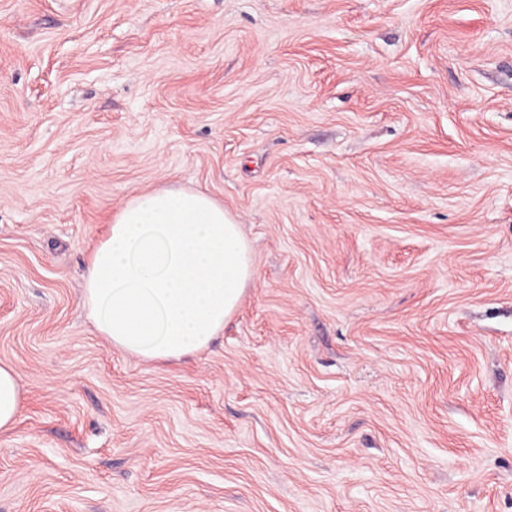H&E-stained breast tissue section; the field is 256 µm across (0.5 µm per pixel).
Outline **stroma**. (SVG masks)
I'll use <instances>...</instances> for the list:
<instances>
[{
    "label": "stroma",
    "mask_w": 512,
    "mask_h": 512,
    "mask_svg": "<svg viewBox=\"0 0 512 512\" xmlns=\"http://www.w3.org/2000/svg\"><path fill=\"white\" fill-rule=\"evenodd\" d=\"M254 280L179 361L81 305L130 196ZM0 512H512V0H0ZM22 394L16 371L0 364V431L10 430L22 408Z\"/></svg>",
    "instance_id": "35a3bbf8"
}]
</instances>
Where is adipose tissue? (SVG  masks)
Instances as JSON below:
<instances>
[{
  "label": "adipose tissue",
  "mask_w": 512,
  "mask_h": 512,
  "mask_svg": "<svg viewBox=\"0 0 512 512\" xmlns=\"http://www.w3.org/2000/svg\"><path fill=\"white\" fill-rule=\"evenodd\" d=\"M254 277L251 247L200 190L130 197L89 259L81 302L112 346L149 361L208 346Z\"/></svg>",
  "instance_id": "ef3b65f1"
}]
</instances>
